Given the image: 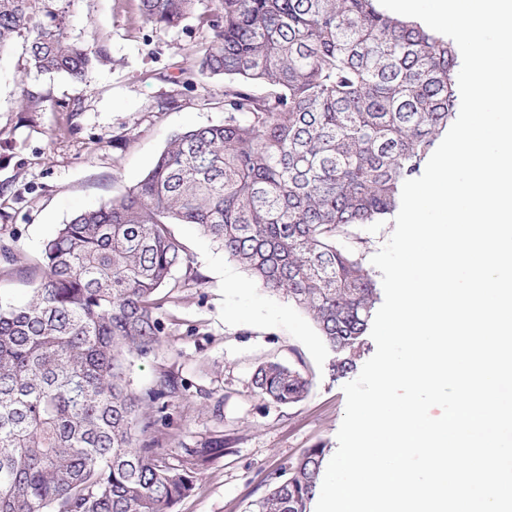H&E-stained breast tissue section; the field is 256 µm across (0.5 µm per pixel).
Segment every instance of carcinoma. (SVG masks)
I'll use <instances>...</instances> for the list:
<instances>
[{"mask_svg": "<svg viewBox=\"0 0 512 512\" xmlns=\"http://www.w3.org/2000/svg\"><path fill=\"white\" fill-rule=\"evenodd\" d=\"M59 0H0V55L80 80L104 58L67 36ZM140 0L159 31L189 18L212 33L197 56L222 76L224 122L175 134L136 185L81 210L44 242L41 280L0 295V512H174L224 438L161 448L155 409L186 397L171 371L136 391L134 359L163 346L160 290L189 263L192 224L257 287L288 297L357 368L377 300L360 230L385 224L455 120L459 50L378 0ZM257 395L295 404L310 381L259 364ZM325 449L307 448L251 512H309Z\"/></svg>", "mask_w": 512, "mask_h": 512, "instance_id": "cac0c4a2", "label": "carcinoma"}]
</instances>
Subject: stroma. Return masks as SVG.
<instances>
[{
	"label": "stroma",
	"instance_id": "35a3bbf8",
	"mask_svg": "<svg viewBox=\"0 0 512 512\" xmlns=\"http://www.w3.org/2000/svg\"><path fill=\"white\" fill-rule=\"evenodd\" d=\"M66 29L97 39L108 58L82 82L39 74L26 43L0 56V245L18 261L0 275V293L26 300L40 281L43 241L77 211L123 194L149 171L170 138L224 120V79L195 64L210 40L195 19L166 32L140 16L139 0H62ZM190 262L179 268L160 314L163 346L134 361L136 390L163 371L193 391L168 409L160 446L223 434L225 452L200 474L175 512H250L265 482L304 449L337 450L346 405L333 352L286 296L251 277L196 226L175 225ZM201 275L203 285L192 282ZM274 359L307 373L308 396L295 405L258 396V364Z\"/></svg>",
	"mask_w": 512,
	"mask_h": 512
}]
</instances>
